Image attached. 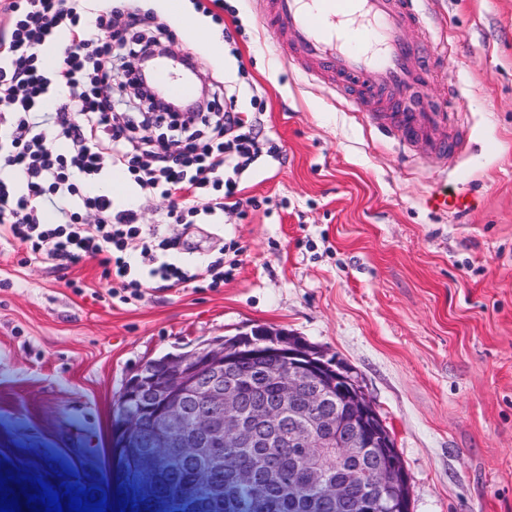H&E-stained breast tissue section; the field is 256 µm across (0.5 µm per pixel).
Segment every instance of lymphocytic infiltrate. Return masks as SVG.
Wrapping results in <instances>:
<instances>
[{
  "label": "lymphocytic infiltrate",
  "mask_w": 512,
  "mask_h": 512,
  "mask_svg": "<svg viewBox=\"0 0 512 512\" xmlns=\"http://www.w3.org/2000/svg\"><path fill=\"white\" fill-rule=\"evenodd\" d=\"M91 0H0L8 31L0 35V234L30 248L35 257L66 269L97 259L105 279L131 296L155 280L190 282L171 263L178 239L160 228L184 219L189 198L209 194L206 214L257 207L240 194L236 175L258 155L261 129L237 105L204 96L191 108L150 101L146 111H127L122 98L104 94L115 62L149 56L162 42L146 36L138 9L92 10ZM68 38L52 70L40 55L60 29ZM125 170L141 191L169 201L155 223L137 210L114 208L108 194L78 196L76 178L104 167ZM92 210L94 222L81 213ZM147 265L131 275L130 258Z\"/></svg>",
  "instance_id": "1"
}]
</instances>
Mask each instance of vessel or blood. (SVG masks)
<instances>
[{"instance_id":"1","label":"vessel or blood","mask_w":512,"mask_h":512,"mask_svg":"<svg viewBox=\"0 0 512 512\" xmlns=\"http://www.w3.org/2000/svg\"><path fill=\"white\" fill-rule=\"evenodd\" d=\"M427 0H264L263 23L281 26L292 35L296 51L318 70L338 76L344 88L361 93L388 90L404 95L431 76L420 65V47L406 31L426 23ZM155 79L171 96L189 95L192 87L160 65ZM444 112H394L380 127L383 136L402 134L410 145L421 130L447 120ZM426 206L441 213L467 211L463 197L433 193Z\"/></svg>"}]
</instances>
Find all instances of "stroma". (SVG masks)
<instances>
[{
    "mask_svg": "<svg viewBox=\"0 0 512 512\" xmlns=\"http://www.w3.org/2000/svg\"><path fill=\"white\" fill-rule=\"evenodd\" d=\"M223 2V24L205 14L191 30L168 0H136L169 25L175 52L201 58L196 85L238 80L247 112L261 100L282 149L277 160L259 152L240 177L258 208L168 228L196 247L180 266L232 242L234 267L213 288L124 303L96 260L55 270L0 237V460L103 497L127 378L149 359L263 326L357 376L396 440L410 512H512V0H429L430 31L448 51L412 94L419 111L444 112L456 92L466 123L437 125L406 150L376 128L397 106L390 95L339 97L254 0ZM449 141L462 149L440 155ZM115 177L103 170L81 189L155 223L167 201ZM435 189L467 193L471 209L432 212Z\"/></svg>",
    "mask_w": 512,
    "mask_h": 512,
    "instance_id": "stroma-1",
    "label": "stroma"
}]
</instances>
